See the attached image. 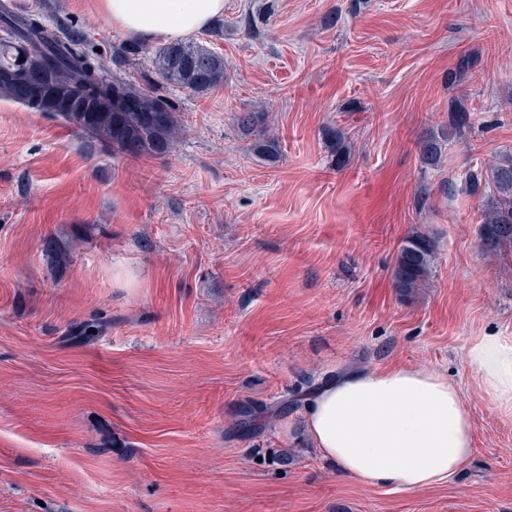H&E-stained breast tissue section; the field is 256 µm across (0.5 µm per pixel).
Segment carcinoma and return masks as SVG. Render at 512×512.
I'll return each instance as SVG.
<instances>
[{
    "mask_svg": "<svg viewBox=\"0 0 512 512\" xmlns=\"http://www.w3.org/2000/svg\"><path fill=\"white\" fill-rule=\"evenodd\" d=\"M24 61H19V58ZM19 79L40 77L51 97L80 102L91 85L97 93L90 111L69 112L63 120L113 150L136 156L162 155L187 132L176 105L159 93L162 84L198 97L224 83V55L197 41L159 47L128 43L112 54V68L88 49L75 28L51 24L35 10L13 0L0 3V71ZM263 112H238V129L250 134L264 128ZM424 167L439 166L441 139L430 134L419 145ZM490 193L481 207L480 243L486 251L512 247V154H503L481 172ZM437 255L435 242L415 232L399 249L395 287L413 293L426 284Z\"/></svg>",
    "mask_w": 512,
    "mask_h": 512,
    "instance_id": "cac0c4a2",
    "label": "carcinoma"
}]
</instances>
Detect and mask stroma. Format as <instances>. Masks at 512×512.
Wrapping results in <instances>:
<instances>
[{
    "label": "stroma",
    "mask_w": 512,
    "mask_h": 512,
    "mask_svg": "<svg viewBox=\"0 0 512 512\" xmlns=\"http://www.w3.org/2000/svg\"><path fill=\"white\" fill-rule=\"evenodd\" d=\"M17 2L104 60L126 42L92 0ZM223 23L199 35L223 85L164 92L189 127L164 155L0 99V512H512V419L464 358L512 336V254L480 245L477 177L512 153V0H224ZM242 111L266 113L275 159ZM414 232L438 254L407 295ZM390 365L459 385L475 451L451 482L362 485L308 448L305 394ZM420 160L425 168L438 167L442 156L441 139L435 134L425 137L419 145ZM437 248L423 233L407 236L399 249L393 273L394 285L403 292L413 293L422 288L433 268Z\"/></svg>",
    "instance_id": "stroma-1"
}]
</instances>
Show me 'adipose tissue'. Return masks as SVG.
<instances>
[{"instance_id": "1", "label": "adipose tissue", "mask_w": 512, "mask_h": 512, "mask_svg": "<svg viewBox=\"0 0 512 512\" xmlns=\"http://www.w3.org/2000/svg\"><path fill=\"white\" fill-rule=\"evenodd\" d=\"M117 30L141 42H178L224 14V0H96ZM475 393L512 417V337L485 333L464 353ZM306 439L357 483L412 492L449 482L473 456V422L458 384L420 367L351 369L309 394Z\"/></svg>"}]
</instances>
